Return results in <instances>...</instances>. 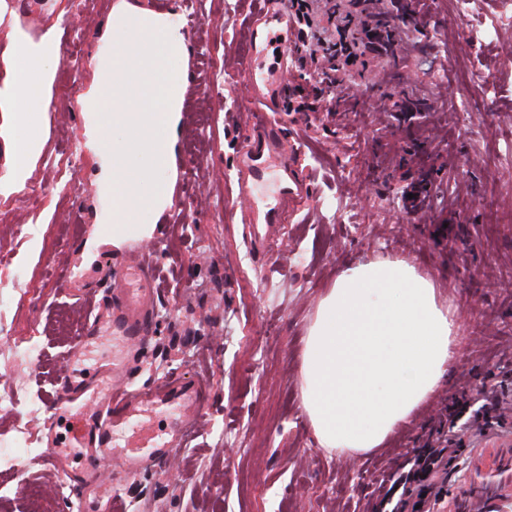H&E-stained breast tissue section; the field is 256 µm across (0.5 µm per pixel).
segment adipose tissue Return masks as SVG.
<instances>
[{"label":"adipose tissue","instance_id":"ef3b65f1","mask_svg":"<svg viewBox=\"0 0 512 512\" xmlns=\"http://www.w3.org/2000/svg\"><path fill=\"white\" fill-rule=\"evenodd\" d=\"M0 37L8 46L0 108L11 119L0 132L9 159L0 197L8 198L26 190L43 153L63 53L49 31L34 40L12 27ZM457 357L456 316L413 264L348 263L307 331L300 380L308 426L331 451L380 447L444 383Z\"/></svg>","mask_w":512,"mask_h":512}]
</instances>
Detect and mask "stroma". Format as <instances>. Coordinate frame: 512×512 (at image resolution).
I'll use <instances>...</instances> for the list:
<instances>
[{
    "mask_svg": "<svg viewBox=\"0 0 512 512\" xmlns=\"http://www.w3.org/2000/svg\"><path fill=\"white\" fill-rule=\"evenodd\" d=\"M116 0H0V28L32 39L69 35L84 63L106 52L103 35ZM429 29L412 38L397 27L383 56L356 67L349 84L322 83L308 60L288 78L290 98L311 112L282 115L299 144L308 196L289 223L250 252L230 198L236 152L253 130L247 78L239 68L242 8L206 0L189 35L185 65L209 84L189 97L178 160L204 154L184 189L187 226L168 230L156 259L164 277L162 313L141 354L151 375L187 372L213 388L194 440L154 471H113L119 494L148 512H379V480L401 473L439 429L448 397L490 374L512 371V0H471L460 18L453 0H379ZM493 31L494 41L483 40ZM487 76L464 89L462 73ZM75 93L52 88L55 110L45 157L28 188L0 198V396L15 397L32 453L23 470L0 468V512H70L61 472L43 467L42 396L52 393L63 348L87 312L57 283L78 259L122 262L104 229L112 199L85 145L95 115ZM470 109L458 111L462 96ZM429 178L423 207L409 213L407 183ZM407 260L432 279L457 316L460 359L448 379L383 447L329 452L308 429L299 371L308 321L348 261ZM38 343L39 362L12 361L13 345ZM455 463L439 473L433 512H450L474 481L512 486V468L485 472L472 434L456 437Z\"/></svg>",
    "mask_w": 512,
    "mask_h": 512,
    "instance_id": "1",
    "label": "stroma"
}]
</instances>
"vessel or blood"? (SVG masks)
I'll list each match as a JSON object with an SVG mask.
<instances>
[{"mask_svg": "<svg viewBox=\"0 0 512 512\" xmlns=\"http://www.w3.org/2000/svg\"><path fill=\"white\" fill-rule=\"evenodd\" d=\"M246 7L242 59L250 101L258 105L259 136L239 150L232 179L233 196L248 200L238 219L250 248H261L272 225L307 194L299 173L301 153L287 148L277 119L286 97L288 54L295 30L286 0H243ZM275 176L277 188L267 197L255 186ZM165 244L156 230L150 247L136 248L120 264L103 260L96 275L109 283L107 295L87 292V323L61 355L57 389L44 396V444L40 460L60 470L77 494L78 512H133L131 502L111 485L91 480L101 462L119 463L124 475L153 469L185 448L197 430L196 414L206 405L210 386L196 375L170 373L150 386L131 385L137 358L159 312V274L154 258ZM76 267L61 276L68 288L91 272ZM478 512H512V497L493 487L478 490Z\"/></svg>", "mask_w": 512, "mask_h": 512, "instance_id": "1", "label": "vessel or blood"}]
</instances>
